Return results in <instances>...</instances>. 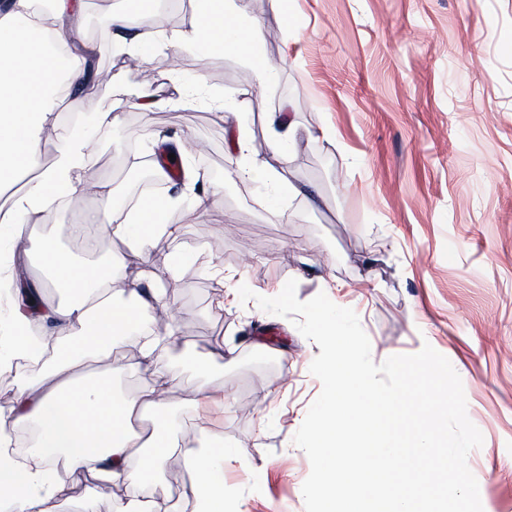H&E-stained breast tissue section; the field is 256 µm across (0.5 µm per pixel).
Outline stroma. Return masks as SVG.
Listing matches in <instances>:
<instances>
[{
  "mask_svg": "<svg viewBox=\"0 0 512 512\" xmlns=\"http://www.w3.org/2000/svg\"><path fill=\"white\" fill-rule=\"evenodd\" d=\"M126 3L82 0L69 20L109 78L84 105L82 209L48 208L28 231L61 234L74 257L113 255L132 280L163 272L181 340L162 356L161 412L182 445L204 430L223 438L224 496L243 512H305L311 465L293 437L322 389L309 371L320 348L234 295L243 280L273 297L293 278L299 300L323 291L356 312L375 363L426 344L449 359L484 438L467 458L483 512H512V0H235V17L277 34L259 47L275 74L265 94L245 58L180 43L198 0L129 65L110 26ZM285 107L300 138L282 159L268 117ZM131 147L176 155L165 187L176 232L145 262L123 236L85 249L65 231L107 202L101 185L123 208ZM263 162L297 188L273 207L265 172L232 171ZM221 346L223 366L201 368Z\"/></svg>",
  "mask_w": 512,
  "mask_h": 512,
  "instance_id": "stroma-1",
  "label": "stroma"
}]
</instances>
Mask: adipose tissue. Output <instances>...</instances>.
I'll return each mask as SVG.
<instances>
[{
    "mask_svg": "<svg viewBox=\"0 0 512 512\" xmlns=\"http://www.w3.org/2000/svg\"><path fill=\"white\" fill-rule=\"evenodd\" d=\"M230 0H203L204 7L182 41L248 56L255 78L268 83L272 69L254 53L257 28L231 18ZM74 0H6L0 6V189L20 185L0 225L16 248L35 250L53 283L64 288L65 304L30 307L11 268L0 267V373H14L11 397L0 401V512H62L61 479L47 468L48 453L61 454L69 474L91 479L73 512H98L99 500L114 482L135 487L114 502L112 512H225L224 451L217 444L182 448L175 431L157 411L161 390L153 380L162 351L173 342L175 323L157 330V313L170 306L157 288L124 281L113 258L80 261L64 255L58 237L31 240L23 228L34 214L82 200L80 170L87 146L82 120L61 124L62 107L80 112L91 89L90 48L72 51L68 61L44 52L41 38L69 45L66 21ZM54 129L55 161L39 166L37 154L47 129ZM166 201H140L126 210L90 216L126 237L141 257L152 242L174 233L163 223ZM134 345L145 381L132 396H116L110 376L74 378L88 361L108 364L115 350ZM150 424L134 429L137 412ZM182 452L195 478L180 499L159 503L148 494L165 460Z\"/></svg>",
    "mask_w": 512,
    "mask_h": 512,
    "instance_id": "ef3b65f1",
    "label": "adipose tissue"
}]
</instances>
